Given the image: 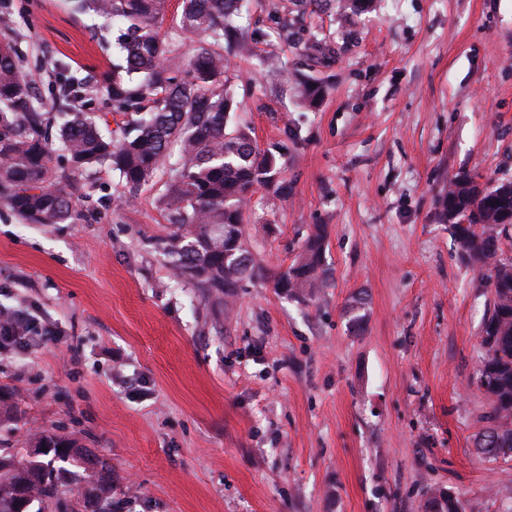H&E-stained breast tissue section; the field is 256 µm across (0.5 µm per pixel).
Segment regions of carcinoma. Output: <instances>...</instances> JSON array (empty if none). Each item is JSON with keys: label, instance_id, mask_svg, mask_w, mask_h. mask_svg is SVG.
<instances>
[{"label": "carcinoma", "instance_id": "obj_1", "mask_svg": "<svg viewBox=\"0 0 512 512\" xmlns=\"http://www.w3.org/2000/svg\"><path fill=\"white\" fill-rule=\"evenodd\" d=\"M71 2L77 12L124 23L116 39L122 63L113 68L108 95L113 111L128 120L112 141L75 106L83 88L66 76L55 94L63 115L59 136L64 149L79 170L119 172L133 197L165 165L171 142H178L179 157L161 197L175 230L158 247L170 259L175 277L231 294L255 274L242 231L250 195L259 187L285 194L277 181L285 163L259 149L249 127L228 128L236 104L229 55L251 52L240 24L244 0H183L179 27L193 35L195 47L182 54L171 49L159 29L168 0ZM34 90L33 78L20 68L11 45L1 42L0 196L33 223L62 224L73 218L76 187L69 177L53 174ZM507 206L512 207V190H504V183L485 187L461 173L448 183L438 208L456 247L482 272L492 295L475 377L491 406L490 427L477 443L490 460L512 452V258L501 257L499 246L508 231L499 215ZM324 245L320 230L311 233L291 265L275 276L274 287L286 294L322 286ZM96 466L100 476L84 493L83 512H112L110 469L100 460ZM89 467L75 440L46 430L35 433L31 447L0 453V512H60L65 496L85 483L78 469ZM427 512H462V506L434 490Z\"/></svg>", "mask_w": 512, "mask_h": 512}]
</instances>
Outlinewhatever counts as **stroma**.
<instances>
[{"label":"stroma","instance_id":"obj_1","mask_svg":"<svg viewBox=\"0 0 512 512\" xmlns=\"http://www.w3.org/2000/svg\"><path fill=\"white\" fill-rule=\"evenodd\" d=\"M251 0L253 52L231 59L260 148L280 154L283 199L258 189L244 233L263 273L233 300L174 280L157 248L168 168L126 200L118 172L75 169L52 109L64 74L118 135V29L67 0H0V41L36 79L51 167L72 173L77 215L33 224L0 200V448L43 428L106 460L113 512H512V458L475 446L489 402L473 382L492 311L436 199L460 172L512 179V0H377L346 18ZM274 56L282 75L260 72ZM317 82L315 107L297 83ZM323 225L328 284L272 280ZM54 337L44 340L45 330ZM27 328L28 320L23 313L17 311L6 313L0 319V338L9 339L20 336ZM428 512H462V506L458 499L450 497L448 494L441 490H434L428 498L427 506Z\"/></svg>","mask_w":512,"mask_h":512}]
</instances>
